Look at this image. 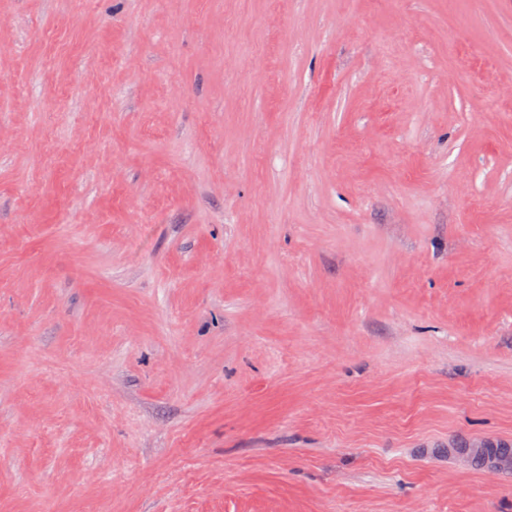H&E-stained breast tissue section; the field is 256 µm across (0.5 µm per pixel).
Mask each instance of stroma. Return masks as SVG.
<instances>
[{
  "label": "stroma",
  "instance_id": "stroma-1",
  "mask_svg": "<svg viewBox=\"0 0 512 512\" xmlns=\"http://www.w3.org/2000/svg\"><path fill=\"white\" fill-rule=\"evenodd\" d=\"M0 512H512V0H0ZM458 448H476V456H490L497 457L500 462L501 458L507 455L508 462L503 464L504 467L512 468V450H501L498 448H512L511 444L506 441L493 444L491 442H472V443H461Z\"/></svg>",
  "mask_w": 512,
  "mask_h": 512
}]
</instances>
